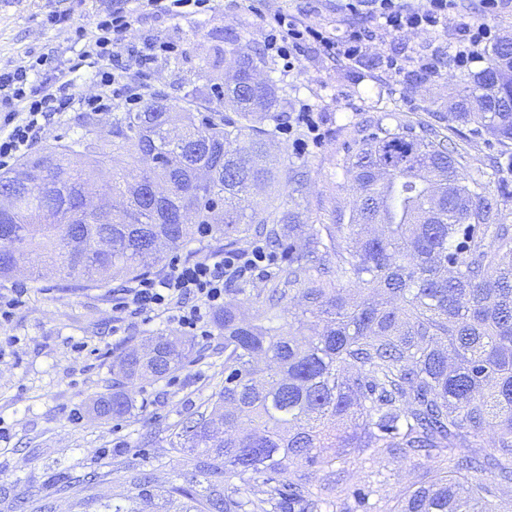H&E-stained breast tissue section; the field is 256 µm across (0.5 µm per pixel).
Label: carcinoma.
Listing matches in <instances>:
<instances>
[{
  "label": "carcinoma",
  "instance_id": "obj_1",
  "mask_svg": "<svg viewBox=\"0 0 512 512\" xmlns=\"http://www.w3.org/2000/svg\"><path fill=\"white\" fill-rule=\"evenodd\" d=\"M224 63L235 121L158 96L114 116L105 142L86 134L0 171V192L16 196L0 209V280L31 253L62 280L97 287L164 266L204 229L231 243L263 236L288 250V263L245 300L250 313L224 304V389L213 412L170 438L199 472L224 475V493L177 487L179 512H501L512 491V224L499 223L484 183L427 126L380 124L361 139L345 224H303L271 195L252 199L279 185L277 92L255 80L242 49L225 50ZM451 100L461 109L448 121L512 142V41ZM98 173L131 204L87 211L78 185ZM141 182L168 191L145 199ZM306 190L297 172L282 196ZM291 298L298 308L284 327L277 319ZM193 350L159 334L122 352L123 381L96 412L127 418L134 383L181 369ZM486 432L495 452H473ZM326 448L443 467L389 499L378 480L337 473L313 483L311 469L336 463Z\"/></svg>",
  "mask_w": 512,
  "mask_h": 512
}]
</instances>
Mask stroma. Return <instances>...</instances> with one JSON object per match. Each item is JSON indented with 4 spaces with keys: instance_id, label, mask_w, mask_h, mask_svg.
Listing matches in <instances>:
<instances>
[{
    "instance_id": "35a3bbf8",
    "label": "stroma",
    "mask_w": 512,
    "mask_h": 512,
    "mask_svg": "<svg viewBox=\"0 0 512 512\" xmlns=\"http://www.w3.org/2000/svg\"><path fill=\"white\" fill-rule=\"evenodd\" d=\"M114 0H0V70L27 57L58 51L60 59L80 53V27L90 26ZM278 7L309 12L313 21L342 35L351 24H373L368 14H353L344 0H216L212 12L197 19L171 20L138 13L135 42L164 39L177 43L178 55L160 59L147 76L152 92L170 103L202 115L228 114L224 103V50L238 46L257 62L262 77L275 81L279 115L296 100L319 106L324 141L296 152L287 135L279 146L285 157L281 180L294 172L307 175L308 190L299 199L301 220L329 224L348 214L356 193L347 162L362 127L381 123L430 124L445 135L462 157L465 173L483 172L487 197L497 204L502 223L512 224V144L448 121V97L460 74L444 61L439 76L403 79L380 65L392 52L414 54L428 45L445 46L446 38L420 31L377 37L364 58L348 65L321 50L309 51L290 74L263 52L259 17ZM62 23H50L52 15ZM112 112H70L51 120L38 147L63 144L84 134L108 137ZM122 278L104 288L62 287L53 275L31 278L22 272L0 280V294H26L12 318L0 324V512H112L113 506L137 498L139 512H178L174 487L206 492L224 487L220 475L183 466L169 446L175 426L196 418L224 386V339L209 313L203 330L183 328L168 317L142 322L112 318V295ZM174 333L195 344L189 363L164 380L144 379L133 387L136 408L116 422L96 416L92 404L111 392L112 362L127 346L151 335ZM438 459L369 462L357 449H345L337 470L354 477L386 479L385 492L400 490Z\"/></svg>"
}]
</instances>
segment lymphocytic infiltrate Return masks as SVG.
<instances>
[{
  "instance_id": "lymphocytic-infiltrate-1",
  "label": "lymphocytic infiltrate",
  "mask_w": 512,
  "mask_h": 512,
  "mask_svg": "<svg viewBox=\"0 0 512 512\" xmlns=\"http://www.w3.org/2000/svg\"><path fill=\"white\" fill-rule=\"evenodd\" d=\"M502 0H482L479 17L459 16L449 23L455 0H346L353 13L374 15L375 27L354 25L342 37L330 35L310 17L295 16L276 9L261 15L263 50L282 61L285 72H293L312 47L323 48L343 62L362 58L379 32L398 34L407 30L436 33L452 29L450 55L453 66L466 70L476 63L483 50L500 40L499 31L488 17L496 13ZM133 13L118 6L97 15L89 31L83 32L84 46L76 59L57 62L55 54L30 58L13 71L0 73V170L12 167L32 150L40 130L51 119L68 112H104L114 100L128 105L141 102L144 76L159 58L176 54L177 44L156 40L131 45ZM94 70L96 90L78 96L69 93L70 77L83 67ZM297 150L320 141L319 110L300 102L286 125ZM278 262L275 251L263 242L246 249H223L209 258L174 265L163 278L143 275L133 286L118 289L112 303L117 316H140L151 320L159 314L177 319L182 327L195 329L207 311L224 304V292L232 285L268 276Z\"/></svg>"
}]
</instances>
